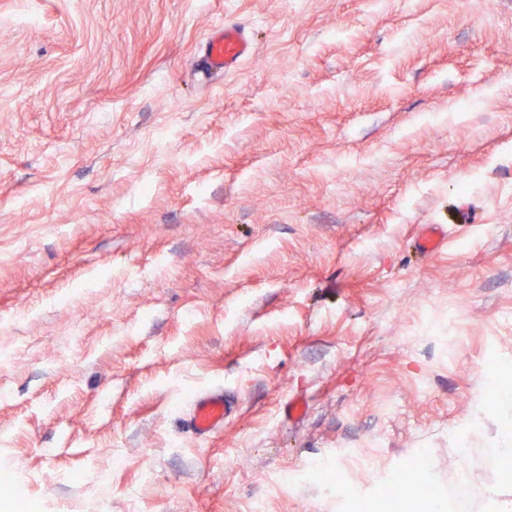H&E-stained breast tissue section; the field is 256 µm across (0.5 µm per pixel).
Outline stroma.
Returning <instances> with one entry per match:
<instances>
[{
	"mask_svg": "<svg viewBox=\"0 0 512 512\" xmlns=\"http://www.w3.org/2000/svg\"><path fill=\"white\" fill-rule=\"evenodd\" d=\"M227 18L255 52L206 86ZM490 351L512 365V0H0V469L26 512H338L280 478L349 450H422L448 486L512 418L474 404ZM209 388L238 413L197 442ZM447 242L448 234L445 228L427 224L422 227L416 240V246L423 255H433L440 252Z\"/></svg>",
	"mask_w": 512,
	"mask_h": 512,
	"instance_id": "35a3bbf8",
	"label": "stroma"
}]
</instances>
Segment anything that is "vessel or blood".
Listing matches in <instances>:
<instances>
[{
	"instance_id": "1",
	"label": "vessel or blood",
	"mask_w": 512,
	"mask_h": 512,
	"mask_svg": "<svg viewBox=\"0 0 512 512\" xmlns=\"http://www.w3.org/2000/svg\"><path fill=\"white\" fill-rule=\"evenodd\" d=\"M254 53V39L248 28L236 22L225 21L214 25L204 39L200 57L201 72L205 78L227 76L236 72ZM448 242L445 228L427 224L416 240L420 253L433 255ZM236 412V404L226 398L223 390L206 389L196 394L186 414L188 432L198 440L211 437L221 430Z\"/></svg>"
}]
</instances>
